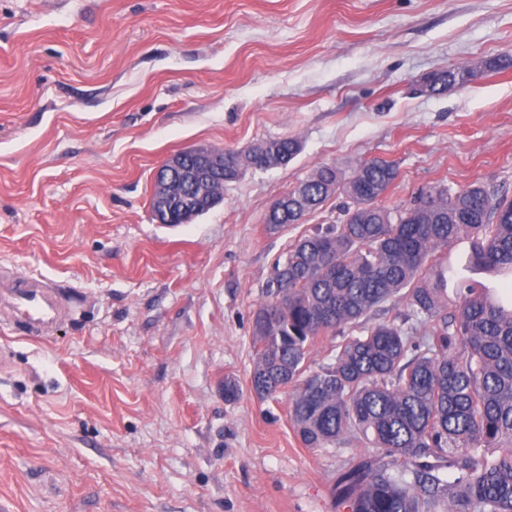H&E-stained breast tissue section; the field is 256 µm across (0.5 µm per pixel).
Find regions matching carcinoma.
Wrapping results in <instances>:
<instances>
[{"label": "carcinoma", "instance_id": "1", "mask_svg": "<svg viewBox=\"0 0 512 512\" xmlns=\"http://www.w3.org/2000/svg\"><path fill=\"white\" fill-rule=\"evenodd\" d=\"M466 75L434 74L428 90ZM265 144L288 162L300 151L292 137L262 141L258 165ZM397 177L379 158L348 174L322 165L303 182L300 212L266 213L278 229L337 192L351 202L344 223L299 236L273 264L277 287L254 313L253 390L265 399L291 389L308 448L355 440L376 449L338 481L347 512H512V294L461 278L448 296L440 257L466 235L470 268L512 276V199L439 182L395 215L378 200ZM274 303L280 321L261 324ZM329 333L341 340L312 370L309 348Z\"/></svg>", "mask_w": 512, "mask_h": 512}]
</instances>
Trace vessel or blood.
Listing matches in <instances>:
<instances>
[{"label": "vessel or blood", "mask_w": 512, "mask_h": 512, "mask_svg": "<svg viewBox=\"0 0 512 512\" xmlns=\"http://www.w3.org/2000/svg\"><path fill=\"white\" fill-rule=\"evenodd\" d=\"M0 301L17 311L24 326L43 332L52 328L63 315L61 298L37 279L1 289Z\"/></svg>", "instance_id": "b4317fda"}]
</instances>
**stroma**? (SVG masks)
Returning <instances> with one entry per match:
<instances>
[{
	"label": "stroma",
	"instance_id": "stroma-1",
	"mask_svg": "<svg viewBox=\"0 0 512 512\" xmlns=\"http://www.w3.org/2000/svg\"><path fill=\"white\" fill-rule=\"evenodd\" d=\"M507 52L512 0H0V269L66 305L42 339L0 324V512H343L367 447H306L251 373L274 262L346 199L264 216L317 167L374 157L398 167L394 212L436 182L512 199V68L419 89ZM289 136L288 165L154 219L170 155ZM471 252L449 245V278L512 284Z\"/></svg>",
	"mask_w": 512,
	"mask_h": 512
}]
</instances>
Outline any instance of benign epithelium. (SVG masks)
<instances>
[{
  "label": "benign epithelium",
  "mask_w": 512,
  "mask_h": 512,
  "mask_svg": "<svg viewBox=\"0 0 512 512\" xmlns=\"http://www.w3.org/2000/svg\"><path fill=\"white\" fill-rule=\"evenodd\" d=\"M187 156L199 160V170L191 174L183 171V159ZM218 183H224V149L199 147L170 156L155 176L152 202L157 221L169 225L175 221L189 223L199 197L206 195L215 205L223 200L224 194L212 192Z\"/></svg>",
  "instance_id": "7a95c632"
}]
</instances>
